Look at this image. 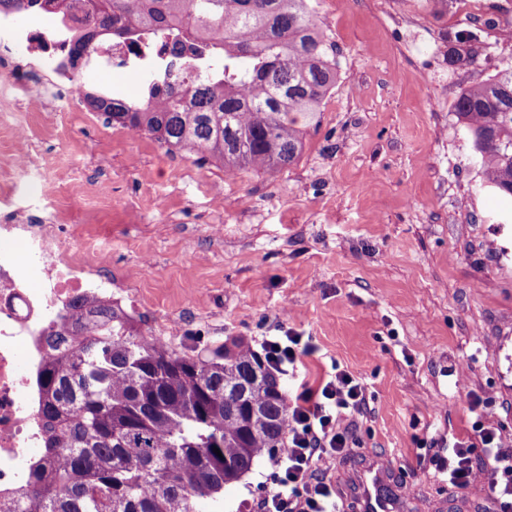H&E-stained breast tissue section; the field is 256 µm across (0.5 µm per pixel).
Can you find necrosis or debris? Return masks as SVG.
Masks as SVG:
<instances>
[{
	"label": "necrosis or debris",
	"instance_id": "necrosis-or-debris-1",
	"mask_svg": "<svg viewBox=\"0 0 512 512\" xmlns=\"http://www.w3.org/2000/svg\"><path fill=\"white\" fill-rule=\"evenodd\" d=\"M27 15L20 26L0 9V44L57 69L66 57L62 37L41 30L36 9ZM16 242L29 261L19 260ZM79 296L112 299V261L94 237L73 224H0V495L25 488L42 453L37 373L47 358L45 329Z\"/></svg>",
	"mask_w": 512,
	"mask_h": 512
}]
</instances>
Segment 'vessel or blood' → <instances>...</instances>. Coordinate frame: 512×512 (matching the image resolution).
<instances>
[{"mask_svg": "<svg viewBox=\"0 0 512 512\" xmlns=\"http://www.w3.org/2000/svg\"><path fill=\"white\" fill-rule=\"evenodd\" d=\"M389 473V466L383 459L365 458L345 475L342 490L359 499L361 512H403L400 500L386 497L381 492Z\"/></svg>", "mask_w": 512, "mask_h": 512, "instance_id": "1", "label": "vessel or blood"}]
</instances>
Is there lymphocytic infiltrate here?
<instances>
[{
    "mask_svg": "<svg viewBox=\"0 0 512 512\" xmlns=\"http://www.w3.org/2000/svg\"><path fill=\"white\" fill-rule=\"evenodd\" d=\"M260 356L277 376L295 374L300 356L317 351L291 330L259 339ZM290 407L287 447L270 457L274 490L261 502L259 512H338L336 487L319 476L317 464L345 456L354 445L352 418L368 405L366 388L350 372L336 369L318 384L301 382ZM480 397L471 400L478 415L474 435L454 441L448 456H435V470L449 484L466 488L487 481L501 512H512V454L503 452L502 436L485 425Z\"/></svg>",
    "mask_w": 512,
    "mask_h": 512,
    "instance_id": "f902f5d3",
    "label": "lymphocytic infiltrate"
}]
</instances>
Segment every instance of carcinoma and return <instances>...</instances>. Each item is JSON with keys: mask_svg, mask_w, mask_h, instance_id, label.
<instances>
[{"mask_svg": "<svg viewBox=\"0 0 512 512\" xmlns=\"http://www.w3.org/2000/svg\"><path fill=\"white\" fill-rule=\"evenodd\" d=\"M70 66L98 53L93 35L158 53L142 100L98 91L87 103L167 151L224 170H286L339 79L336 45L311 0H89ZM453 112L484 185L512 198V65L463 89ZM39 373L45 461L22 507L0 512H198L282 447L285 392L241 338L189 355L144 335L117 306L76 301L49 336ZM220 453H215L214 448Z\"/></svg>", "mask_w": 512, "mask_h": 512, "instance_id": "cac0c4a2", "label": "carcinoma"}]
</instances>
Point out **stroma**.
Wrapping results in <instances>:
<instances>
[{"label": "stroma", "instance_id": "1", "mask_svg": "<svg viewBox=\"0 0 512 512\" xmlns=\"http://www.w3.org/2000/svg\"><path fill=\"white\" fill-rule=\"evenodd\" d=\"M317 19L339 49L340 79L288 169H245L229 184L222 169L149 134L129 139L91 107L65 125L51 104L6 88L0 108L24 119L38 159H52L55 193L18 179L15 135L0 127V195L109 242L113 296L162 335L183 319L176 349L282 326L319 348L303 360L307 380L335 363L359 378L369 407L353 419L357 444L320 463L326 479L380 456L413 512L435 500L496 512L487 482L449 487L431 458L467 435L475 394L512 451V201L483 188L451 109L462 89L512 64V42L484 36L479 63L452 64L455 14L399 29L379 0H317ZM427 69L434 82L421 80ZM86 77L128 99L145 84L132 71ZM217 211L223 232L212 235ZM145 257L153 277H133ZM270 472L260 459L200 512H257Z\"/></svg>", "mask_w": 512, "mask_h": 512}]
</instances>
